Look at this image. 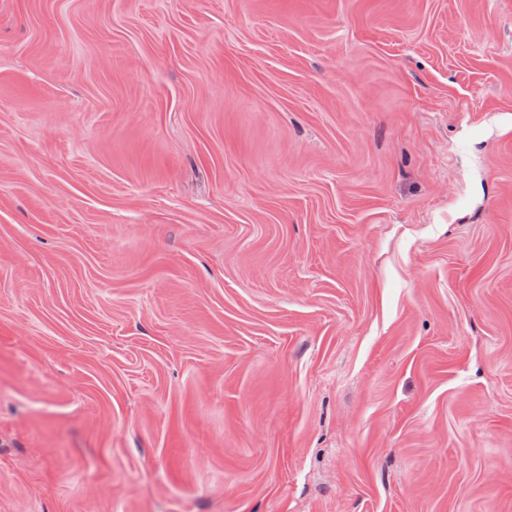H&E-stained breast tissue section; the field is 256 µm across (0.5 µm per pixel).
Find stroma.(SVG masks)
Masks as SVG:
<instances>
[{
    "label": "stroma",
    "mask_w": 512,
    "mask_h": 512,
    "mask_svg": "<svg viewBox=\"0 0 512 512\" xmlns=\"http://www.w3.org/2000/svg\"><path fill=\"white\" fill-rule=\"evenodd\" d=\"M0 512H512V0H0Z\"/></svg>",
    "instance_id": "stroma-1"
}]
</instances>
